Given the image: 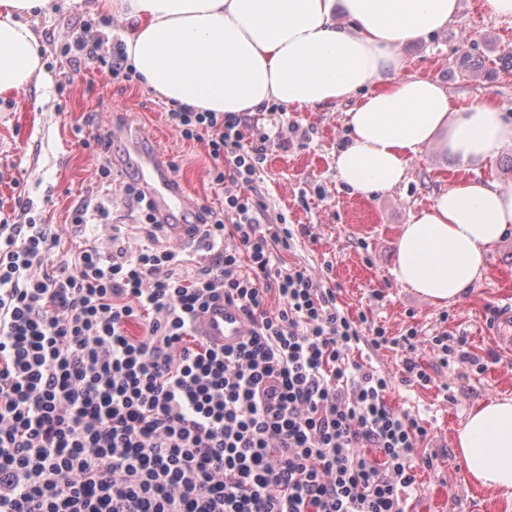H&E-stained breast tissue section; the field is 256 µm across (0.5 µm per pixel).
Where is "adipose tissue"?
<instances>
[{"label":"adipose tissue","instance_id":"obj_1","mask_svg":"<svg viewBox=\"0 0 512 512\" xmlns=\"http://www.w3.org/2000/svg\"><path fill=\"white\" fill-rule=\"evenodd\" d=\"M55 0H0V98L45 78L28 19ZM122 22L127 64L168 103L254 113L350 102L340 180L371 197L406 177L440 143L462 163L512 149V117L489 98L454 107L437 81L405 72V45L447 27L459 0H95ZM512 235V185L469 181L402 225L393 275L426 300H460ZM455 446L471 483L512 496V398L471 409Z\"/></svg>","mask_w":512,"mask_h":512}]
</instances>
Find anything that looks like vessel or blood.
Masks as SVG:
<instances>
[{"mask_svg":"<svg viewBox=\"0 0 512 512\" xmlns=\"http://www.w3.org/2000/svg\"><path fill=\"white\" fill-rule=\"evenodd\" d=\"M125 140L128 147L124 163L135 171L172 241L182 245L194 241L197 236L192 220L195 206L161 148L145 146L144 137L138 132L126 134ZM198 328L201 335L221 346L237 345L248 334L240 310L221 301L201 315ZM492 338L496 344L512 349V305L499 309Z\"/></svg>","mask_w":512,"mask_h":512,"instance_id":"1","label":"vessel or blood"}]
</instances>
